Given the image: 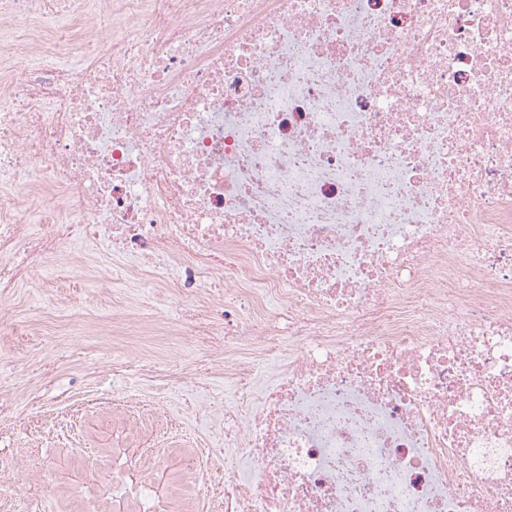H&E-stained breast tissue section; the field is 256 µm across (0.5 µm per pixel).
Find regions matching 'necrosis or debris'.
Here are the masks:
<instances>
[{"mask_svg": "<svg viewBox=\"0 0 512 512\" xmlns=\"http://www.w3.org/2000/svg\"><path fill=\"white\" fill-rule=\"evenodd\" d=\"M106 249L224 358L209 512H512V0H0V333Z\"/></svg>", "mask_w": 512, "mask_h": 512, "instance_id": "4bbe7bcc", "label": "necrosis or debris"}]
</instances>
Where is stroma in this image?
<instances>
[{
    "instance_id": "1",
    "label": "stroma",
    "mask_w": 512,
    "mask_h": 512,
    "mask_svg": "<svg viewBox=\"0 0 512 512\" xmlns=\"http://www.w3.org/2000/svg\"><path fill=\"white\" fill-rule=\"evenodd\" d=\"M57 267H40L43 287L19 289L17 318L32 327L28 336L0 341V512H84L77 491L116 462L143 468L139 449L155 437L159 421L135 419L122 410L89 407L77 420L68 406L83 394L111 392L112 362L149 363L166 370H191L205 363L206 350L180 335L169 310L190 303L158 294L151 311L162 323L144 328L136 321L113 322L126 305L120 287L102 288L79 277L57 281ZM133 397L153 401L176 421L161 467L147 469L164 484L189 472L201 440H217L219 424L208 408L188 405L189 391L175 392L166 377L124 378ZM145 468V467H144Z\"/></svg>"
}]
</instances>
